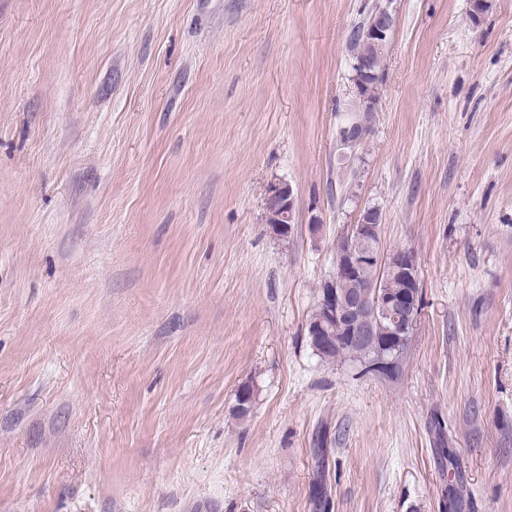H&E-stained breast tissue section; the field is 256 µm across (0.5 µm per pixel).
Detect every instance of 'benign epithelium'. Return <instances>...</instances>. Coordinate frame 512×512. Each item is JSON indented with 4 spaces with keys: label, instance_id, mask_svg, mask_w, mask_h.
<instances>
[{
    "label": "benign epithelium",
    "instance_id": "benign-epithelium-1",
    "mask_svg": "<svg viewBox=\"0 0 512 512\" xmlns=\"http://www.w3.org/2000/svg\"><path fill=\"white\" fill-rule=\"evenodd\" d=\"M395 14L387 8L381 9L374 20L370 33L375 40L389 39L395 27ZM378 99L365 105L364 112L353 121H342L336 127V142L351 145L357 127L373 126ZM296 195L293 186L279 180L268 187L266 200V223L281 237L292 233ZM381 222L380 209L371 206L363 210L359 221L349 227L350 232L362 233L372 238L377 234ZM371 268L376 272V283L369 298L358 301L341 300L336 295L335 282L339 277H353L362 269ZM397 277L405 283L404 288L394 290L382 285V278ZM323 317L312 327L311 334L321 336L327 325L339 320L346 334L355 342L362 343L369 336V326L365 313L369 310L389 319L388 334L391 348L396 349L405 337L412 335L420 307V277L415 254L408 248L384 251L381 245L373 243L363 252L350 249L336 253L331 274L323 282L321 294Z\"/></svg>",
    "mask_w": 512,
    "mask_h": 512
}]
</instances>
